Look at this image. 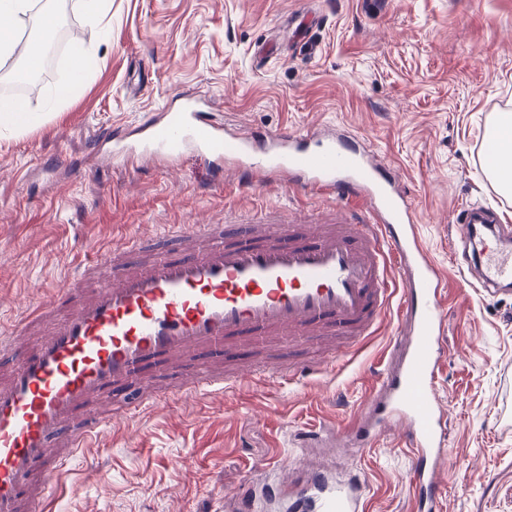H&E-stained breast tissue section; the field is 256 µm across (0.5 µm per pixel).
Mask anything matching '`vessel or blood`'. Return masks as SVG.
Returning <instances> with one entry per match:
<instances>
[{
    "label": "vessel or blood",
    "instance_id": "obj_1",
    "mask_svg": "<svg viewBox=\"0 0 512 512\" xmlns=\"http://www.w3.org/2000/svg\"><path fill=\"white\" fill-rule=\"evenodd\" d=\"M193 151L232 160L250 178L277 175L294 190L329 198L330 218L315 224H177L164 238L133 240L69 277L31 311L0 327V512H34L71 460L91 447L106 422L98 408L115 388L136 394L121 408L133 422L147 407L192 391L223 394L269 378L295 384L336 366L326 339L361 347L390 304L410 323L398 373L383 377V401L357 433L396 422L416 454L408 479L416 512H435L446 457V411L437 373L446 355V289L413 224L403 193L366 149L332 135L283 130L258 142L225 134L182 98L136 130L113 134L112 154L173 158ZM363 204L367 221L344 216ZM497 209L463 206L455 217L456 252H473L463 274L485 295L512 283V251L480 236L499 223ZM262 350L283 344L269 363L232 365L230 341ZM317 346L307 362L294 350ZM154 365L164 388L146 381ZM289 512H363L357 482L319 473L297 486Z\"/></svg>",
    "mask_w": 512,
    "mask_h": 512
}]
</instances>
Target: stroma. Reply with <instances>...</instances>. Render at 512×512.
Listing matches in <instances>:
<instances>
[{"instance_id":"35a3bbf8","label":"stroma","mask_w":512,"mask_h":512,"mask_svg":"<svg viewBox=\"0 0 512 512\" xmlns=\"http://www.w3.org/2000/svg\"><path fill=\"white\" fill-rule=\"evenodd\" d=\"M55 7L90 56L78 79L58 50L38 92L22 97L40 123L0 132V322L20 315L33 286L58 289L128 237L273 210L308 223L319 206L283 183L243 186L230 172L203 193L217 174L202 158L109 160L113 128L132 131L190 95L231 132L336 129L397 172L447 278L437 388L452 455L440 512H512V291L480 297L453 254L463 205L500 206L512 225V197L483 171L487 129L512 113V0H109L97 23L82 0ZM299 10L320 16L315 52L257 68V40ZM70 80L73 96L54 102L52 89ZM398 330L388 310L348 362L297 389L244 384L224 403L199 394L147 409L131 427L109 423L72 460L54 512H236L224 492L244 479L256 489L253 512H285L267 487L312 469L362 482L366 512H416L399 424L370 448L341 436L371 418ZM184 464L192 482L180 479Z\"/></svg>"}]
</instances>
